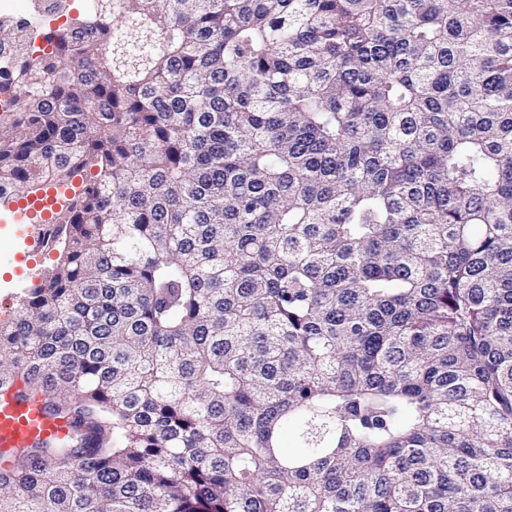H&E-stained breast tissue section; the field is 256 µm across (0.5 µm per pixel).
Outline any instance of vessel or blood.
Returning a JSON list of instances; mask_svg holds the SVG:
<instances>
[{
	"label": "vessel or blood",
	"mask_w": 512,
	"mask_h": 512,
	"mask_svg": "<svg viewBox=\"0 0 512 512\" xmlns=\"http://www.w3.org/2000/svg\"><path fill=\"white\" fill-rule=\"evenodd\" d=\"M63 203L56 188L29 200L0 198V213H10L23 225L19 258L32 265L42 254L47 224ZM70 431L66 420L48 415L40 402L22 398L18 385L0 387V468L9 469L17 449L37 441L61 439Z\"/></svg>",
	"instance_id": "1"
}]
</instances>
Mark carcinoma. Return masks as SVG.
<instances>
[{"mask_svg":"<svg viewBox=\"0 0 512 512\" xmlns=\"http://www.w3.org/2000/svg\"><path fill=\"white\" fill-rule=\"evenodd\" d=\"M47 43L0 194L82 182L0 385L73 430L0 512H512V0H91Z\"/></svg>","mask_w":512,"mask_h":512,"instance_id":"obj_1","label":"carcinoma"}]
</instances>
